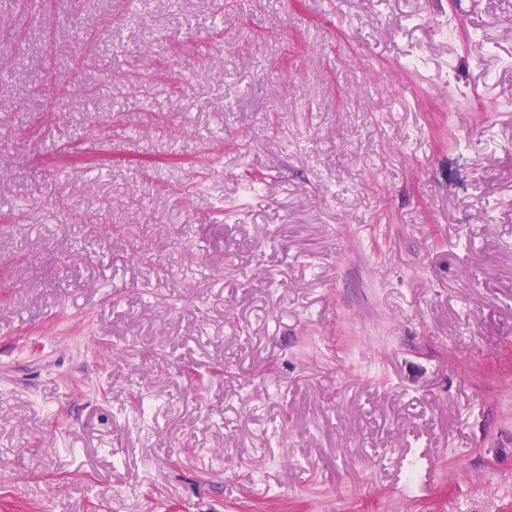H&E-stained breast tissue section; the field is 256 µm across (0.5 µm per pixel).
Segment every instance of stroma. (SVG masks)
<instances>
[{"label":"stroma","mask_w":512,"mask_h":512,"mask_svg":"<svg viewBox=\"0 0 512 512\" xmlns=\"http://www.w3.org/2000/svg\"><path fill=\"white\" fill-rule=\"evenodd\" d=\"M1 17L0 512H512V0Z\"/></svg>","instance_id":"1"}]
</instances>
